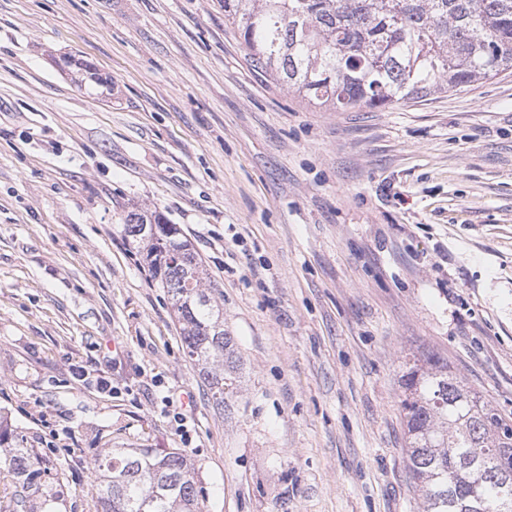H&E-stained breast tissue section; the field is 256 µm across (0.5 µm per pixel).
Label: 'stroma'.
<instances>
[{"label": "stroma", "instance_id": "stroma-1", "mask_svg": "<svg viewBox=\"0 0 512 512\" xmlns=\"http://www.w3.org/2000/svg\"><path fill=\"white\" fill-rule=\"evenodd\" d=\"M135 207L210 273L226 410ZM430 351L512 423V72L325 110L253 69L223 0H0V408L63 463L60 512L138 446L187 455L204 512H422L400 375Z\"/></svg>", "mask_w": 512, "mask_h": 512}]
</instances>
